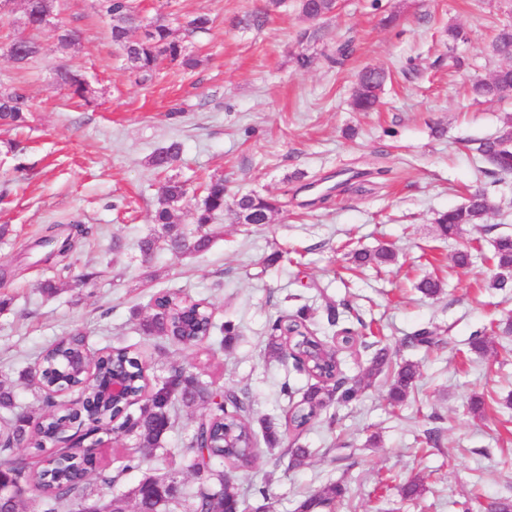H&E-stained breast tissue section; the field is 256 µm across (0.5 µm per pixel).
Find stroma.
Here are the masks:
<instances>
[{
	"label": "stroma",
	"instance_id": "stroma-1",
	"mask_svg": "<svg viewBox=\"0 0 512 512\" xmlns=\"http://www.w3.org/2000/svg\"><path fill=\"white\" fill-rule=\"evenodd\" d=\"M140 37L164 18L188 54L192 70L164 63L151 77L131 72L111 38L112 22L93 0H57V24L75 31L63 52L47 49L25 65L4 53L25 35L24 0L0 15V86L24 87L33 108L23 129L0 128V385L18 405L40 416L43 394L27 380L39 352L72 330L92 349L123 343L150 360L152 377L185 367L251 404L255 431L277 423L281 440L263 448L254 465L230 481L245 512H296L307 496L332 483L346 493L326 512H487L512 502V291L488 288L491 263L457 266V252L512 234V174H489L467 149L512 122V95L473 99V83L507 61L494 54L496 29L512 23V0H340L335 14L304 18L298 0H133ZM207 14V31L188 21ZM393 24H385L388 15ZM463 29L467 41L448 38ZM348 44L341 65L330 58ZM311 63L301 69L298 55ZM81 71L91 104L70 98L58 66ZM382 67L389 78L375 112L350 101L357 76ZM180 160L163 174L149 159L171 141ZM185 182L192 204L202 185L223 177L229 195H278L285 202L267 224L216 216L221 234L202 253L167 250L143 259L138 244L153 234L152 213L167 177ZM483 188L496 208L487 223L453 240L436 232L439 212ZM72 224L87 228L68 256L50 254L41 240ZM390 245L395 262L359 268L358 250ZM290 261L271 262L278 250ZM93 278L80 286L82 276ZM426 277L440 296L417 289ZM56 286L41 292L42 283ZM177 288L208 301L217 322L236 325L226 350L142 335L154 294ZM340 319L328 325L327 306ZM307 308L318 336L335 343L340 329L359 341L339 348L340 376L361 379L374 348L418 363V388L391 406L389 384L372 380L360 397L335 404L303 432L286 417L314 380L267 344L278 317ZM496 331L495 352L470 349L471 335ZM433 332L431 349L408 338ZM293 396L284 399L282 383ZM482 396V414L468 400ZM200 414L178 405L166 435V460L126 475L118 491L143 476L178 467ZM309 448L305 465L290 464L292 445ZM423 481L422 494L404 498L402 484ZM267 488L268 498L255 493Z\"/></svg>",
	"mask_w": 512,
	"mask_h": 512
}]
</instances>
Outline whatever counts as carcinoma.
Returning <instances> with one entry per match:
<instances>
[{"label": "carcinoma", "mask_w": 512, "mask_h": 512, "mask_svg": "<svg viewBox=\"0 0 512 512\" xmlns=\"http://www.w3.org/2000/svg\"><path fill=\"white\" fill-rule=\"evenodd\" d=\"M100 12L111 18L112 40L123 49L130 69L138 74H148L165 61H178L187 68H194L198 60L185 53L180 41L172 37L171 29L161 21L151 25L144 37L129 39L134 10L131 0H97ZM303 17L329 15L336 11V0H299ZM26 47L17 50L18 64L24 65L43 52V43L37 38L25 40ZM492 47L500 56L512 54V24L502 25L493 40ZM58 83L73 97L89 101L92 89L78 72L66 68L57 70ZM387 78L381 68L364 69L357 80L352 107L357 112H371L379 104V92ZM512 90V67L496 70L487 79L472 85L471 92L477 98L494 100L502 97V91ZM32 103L27 93L18 87L0 90V125L20 128L27 122ZM512 124L506 123L494 138L474 141L470 150L491 166V174L512 172ZM182 145L173 141L154 153L150 165L161 172L173 168L180 159ZM188 197L186 184L169 179L163 190L159 206L153 212V223L158 226L155 233L140 242L144 255L158 250H169L182 254H193L207 250L216 232L211 228L215 216L231 206L241 224H259L280 210L282 202L275 195L243 194L227 203L224 179L215 178L205 184L203 198L194 207L193 232L188 233L174 222V212ZM495 205L482 189L470 193L466 202L441 213L436 220L442 237L454 238L466 226L485 224ZM395 259L394 251L380 246L373 251H356L353 262L361 267L389 263ZM491 260L497 273L489 281V287L504 290L512 288V236L502 235L495 239ZM152 313L140 323L144 336L166 337L185 343L189 336L209 339L216 327L211 317V308L201 300L184 297L177 291H165L155 298ZM224 333V342L236 336L233 324L226 322L219 327ZM271 342L274 353L288 357V347L299 355L300 369L317 380L303 399L296 404L290 423L297 431L310 426L318 416L337 402L357 399L367 387L364 381L347 388L336 379L338 362L336 351L326 349L318 354L319 341L308 326L305 309L273 325ZM87 336L81 331L74 333L69 342H54L39 354L44 367L40 388L52 385L66 376L76 382L86 379L87 373L73 371L69 361L80 347L86 345ZM471 349L487 354L494 349V341L488 329L472 333ZM92 374L95 380L112 376L117 369L130 389L140 390L145 386L144 372L148 371L145 360L127 347H105L91 356ZM385 375L389 380V399L400 406L414 392L419 378V366L412 361L392 360L385 348H380L370 360L366 378ZM198 406L202 409L188 439L183 461L188 471L196 478V486L185 488L179 479L180 471L173 469L159 474L164 482L162 489L151 487L153 477L141 480L136 486L121 494L104 498L90 487V478L96 477L100 484L112 487L118 478L128 472L139 470L145 461L163 449V441L174 424L175 403ZM137 410H127L121 419L122 427L137 429L139 450L117 461L111 469L95 466L97 448L90 447L83 457L73 460L67 455L59 458L58 465L46 472L38 467L44 452L43 436L31 427L30 416L16 406L12 392L0 386V410L5 413L0 425V479L10 486V494L0 497V512H19L25 499L35 507L31 512H129V501H134L136 512H224V508L240 503L238 493L228 489L229 471L248 468L257 457V436L249 421V402L243 395L226 391L207 382L200 374L183 368H173L167 376L157 380L148 393L130 403ZM72 424L65 414L47 413L43 422L45 433L63 435ZM344 495V488L331 484L318 493L305 498L297 512H317Z\"/></svg>", "instance_id": "obj_1"}]
</instances>
